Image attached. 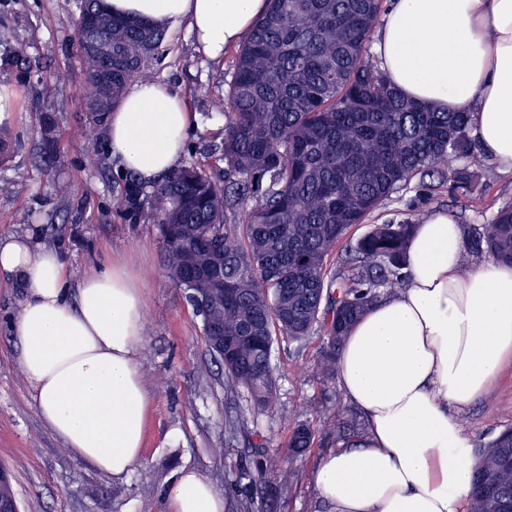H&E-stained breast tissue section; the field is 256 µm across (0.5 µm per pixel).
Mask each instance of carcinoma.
Instances as JSON below:
<instances>
[{
	"label": "carcinoma",
	"mask_w": 512,
	"mask_h": 512,
	"mask_svg": "<svg viewBox=\"0 0 512 512\" xmlns=\"http://www.w3.org/2000/svg\"><path fill=\"white\" fill-rule=\"evenodd\" d=\"M238 49L224 98L211 101L224 117L214 164L190 162L146 186L124 182L127 217L150 210L166 243L164 265L179 288L191 274L224 260V286L209 301L192 304L202 332L224 329L231 352L208 347L224 367V389H243L262 408L276 405L271 364L275 339L301 344L313 335L325 345L318 375L336 376L338 352L353 323L374 302L404 284L407 250L429 211L374 224L344 248L348 230L362 224L392 194L416 177L451 182L468 198L482 174L468 166L448 171L451 157L474 155L470 113L438 112L399 95L368 53L382 0H268ZM80 13L106 17L96 28L112 41V95L121 102L127 85L161 46L163 30L115 17L105 0H83ZM8 64L25 48L0 27ZM89 123L96 118L98 88L86 82ZM465 252L512 263V204L491 224L464 226ZM339 267H331L333 258ZM331 438L362 434L356 418L338 416L324 428ZM315 431L296 424L285 449L262 456L242 500L253 512L254 492L266 476L288 495L297 474L284 456L312 447ZM483 485L512 501V427L479 448L472 486ZM470 512H494L492 499L471 492Z\"/></svg>",
	"instance_id": "1"
}]
</instances>
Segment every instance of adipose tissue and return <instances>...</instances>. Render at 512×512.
Masks as SVG:
<instances>
[{"instance_id": "1", "label": "adipose tissue", "mask_w": 512, "mask_h": 512, "mask_svg": "<svg viewBox=\"0 0 512 512\" xmlns=\"http://www.w3.org/2000/svg\"><path fill=\"white\" fill-rule=\"evenodd\" d=\"M114 15L187 27L220 58L268 0H106ZM385 79L441 112L466 111L470 134L512 173V0H390L375 29ZM193 123L182 96L139 80L107 119L112 155L148 184L176 168ZM23 288L12 325L35 409L78 459L119 477L141 467L149 394L138 350L143 292L117 262L70 286L62 254L34 233L0 237V273ZM405 284L346 336L337 380L366 432L313 473L329 512H463L473 445L459 421L512 356V266L464 264L460 224L434 213L415 230ZM170 512H224L199 472L168 486Z\"/></svg>"}]
</instances>
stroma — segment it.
<instances>
[{
    "label": "stroma",
    "instance_id": "stroma-1",
    "mask_svg": "<svg viewBox=\"0 0 512 512\" xmlns=\"http://www.w3.org/2000/svg\"><path fill=\"white\" fill-rule=\"evenodd\" d=\"M80 0H0V25L9 27L26 48L27 61L0 67V95L9 98L15 119L6 132L11 147L0 158V236L38 228L41 244L64 255L70 286L109 261L122 262L143 288L144 336L138 353L150 396L144 437V463L113 477L91 468L69 452L38 416L32 392L18 364L10 330L20 310L22 289L0 278V466L6 468L20 512H167L164 493L181 469L203 474L223 494L224 512H239L235 483L253 470L264 451L284 447L292 422L316 429L312 447L288 460L299 481L283 499L256 498L255 512H325L311 474L337 449L321 435L328 418L348 409L337 381H322L315 364L323 339L309 337L303 347L279 341L272 355L277 405L260 409L246 391L227 393L224 371L216 366L201 322L164 266L165 242L150 216L126 218L124 171L110 155L105 126H90L84 94L85 69L77 50L75 23ZM235 50L214 61L197 47L186 29L167 33L154 58L140 71L143 79L169 84L185 99L197 125L189 133L185 160H205L206 145L221 143L224 121L211 101L228 92ZM206 95H199V88ZM52 114L55 141L39 135L42 114ZM97 138L101 160L84 158L85 137ZM471 167L488 169L477 207L452 198L448 187L432 190L421 179L393 194L368 222L350 228L349 239L370 225L401 219L418 210H443L459 223H491L512 204V175L492 169L478 154ZM65 193H58V185ZM472 442L487 440L512 426V363L500 372L492 393L460 413Z\"/></svg>",
    "mask_w": 512,
    "mask_h": 512
}]
</instances>
